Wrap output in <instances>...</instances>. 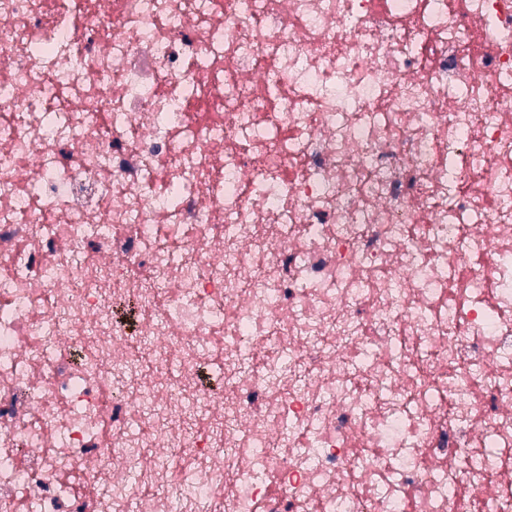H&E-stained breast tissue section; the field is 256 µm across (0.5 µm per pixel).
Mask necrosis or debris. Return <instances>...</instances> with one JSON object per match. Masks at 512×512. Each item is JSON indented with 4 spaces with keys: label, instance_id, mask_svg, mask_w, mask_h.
Listing matches in <instances>:
<instances>
[{
    "label": "necrosis or debris",
    "instance_id": "necrosis-or-debris-1",
    "mask_svg": "<svg viewBox=\"0 0 512 512\" xmlns=\"http://www.w3.org/2000/svg\"><path fill=\"white\" fill-rule=\"evenodd\" d=\"M0 512H512V0H0Z\"/></svg>",
    "mask_w": 512,
    "mask_h": 512
}]
</instances>
